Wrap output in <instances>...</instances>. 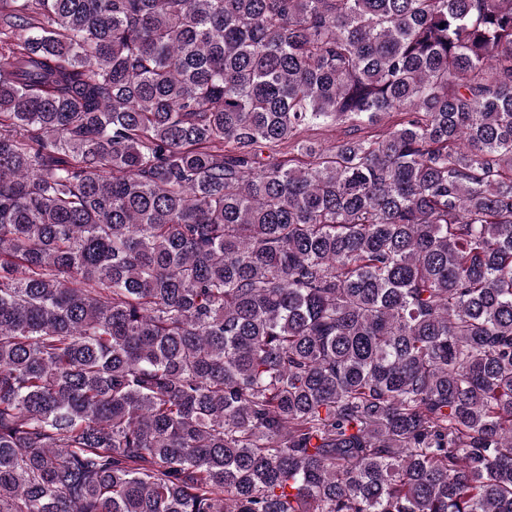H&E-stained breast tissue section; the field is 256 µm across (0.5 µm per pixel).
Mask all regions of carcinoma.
Returning a JSON list of instances; mask_svg holds the SVG:
<instances>
[{"instance_id":"cac0c4a2","label":"carcinoma","mask_w":512,"mask_h":512,"mask_svg":"<svg viewBox=\"0 0 512 512\" xmlns=\"http://www.w3.org/2000/svg\"><path fill=\"white\" fill-rule=\"evenodd\" d=\"M0 512H512V0H0Z\"/></svg>"}]
</instances>
